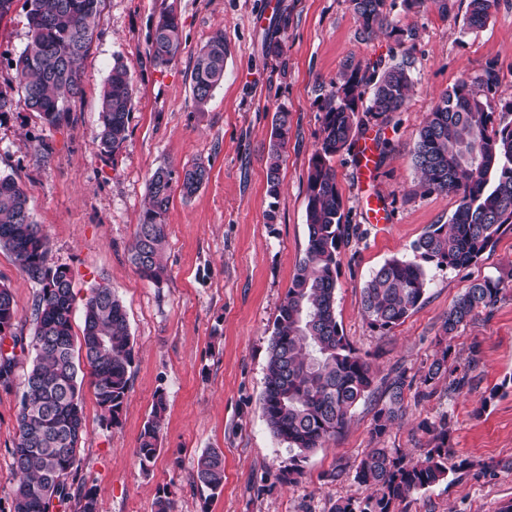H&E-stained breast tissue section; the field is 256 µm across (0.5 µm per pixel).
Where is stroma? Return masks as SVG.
<instances>
[{
	"mask_svg": "<svg viewBox=\"0 0 512 512\" xmlns=\"http://www.w3.org/2000/svg\"><path fill=\"white\" fill-rule=\"evenodd\" d=\"M103 0L84 62V96L77 119L57 127L24 107L0 116V175L28 193L35 223L47 235L55 264L69 267L74 292L84 297L109 284L122 302L134 344L127 408L116 427L101 419L91 387L82 390L87 433L77 480L96 494L100 512H153L159 491H169L174 512H329L333 502L364 499L352 475L369 449L398 448L415 456L428 436L423 422L448 416L451 461L474 462L469 472L416 490L393 512H501L512 504V469L483 475L478 465L512 460V289L490 311L462 326L448 343L450 364L468 377L463 388L436 381L431 396H406L404 417L374 438V416L384 405L371 393L354 408L347 427L326 447L301 459L297 481L281 471L294 455L267 427L259 399L268 348L279 308L307 243L309 158L320 138L319 96L347 64L388 58L390 31L364 39L350 0ZM392 28L404 30L412 89L403 111L368 123L369 140L387 142L372 182L360 183L353 153L333 166L353 233L340 253L336 319L351 346L366 356L376 383L404 369L416 374L439 350L449 308L471 284L486 277L512 282V230L498 236L477 263L451 269L428 263L429 285L419 308L387 331L371 328L361 309L372 273L394 258L413 259V243L433 224H445L459 201L424 192L413 163L422 122L439 96L486 66L512 93V0H498L487 24H463L468 0H455L449 17L407 9L387 0ZM173 7L183 26V46L165 66L148 57L159 13ZM223 31L228 48L224 82L205 107L191 92L197 51ZM279 41L283 57L267 53ZM23 12L0 22V85H19L11 62L26 47ZM131 71L133 102L128 137L110 155L93 144L99 93L115 59ZM288 111L291 132L282 153L281 191L267 194L266 156L273 115ZM49 142L51 155L36 146ZM201 162L209 180L192 197L174 193L163 252L161 285L142 278L131 247L147 197L151 172ZM379 201L385 224L365 211ZM275 212L267 221V212ZM16 309L14 330L32 336L36 290L0 251V283ZM167 411L160 450L148 468L136 455L138 439L157 395ZM17 391L0 389V512H8L17 477L13 446ZM224 456L218 494L195 479L198 457Z\"/></svg>",
	"mask_w": 512,
	"mask_h": 512,
	"instance_id": "1",
	"label": "stroma"
}]
</instances>
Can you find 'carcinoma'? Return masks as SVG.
Masks as SVG:
<instances>
[{
    "label": "carcinoma",
    "instance_id": "obj_1",
    "mask_svg": "<svg viewBox=\"0 0 512 512\" xmlns=\"http://www.w3.org/2000/svg\"><path fill=\"white\" fill-rule=\"evenodd\" d=\"M102 0H24L29 42L13 60L22 83L25 107L45 123L71 120L69 102L82 94L84 61L92 44ZM362 35L369 39L389 26L387 0H350ZM410 8H434L444 18L449 0H405ZM496 0H468L464 24L485 26ZM180 18L173 8L160 12L148 42L155 65L174 61L182 48ZM224 34L212 36L197 52L191 71L195 103L203 107L224 83ZM412 61L406 54L365 66L349 65L340 81L321 98L320 139L309 159L307 245L276 317L269 344L262 415L273 435L298 450L281 473L291 483L300 474L298 457L323 447L347 426L353 409L374 384L367 359L351 347L336 320V281L341 245L349 242L343 196L332 169L333 158L354 147V133L364 119L385 120L402 110L412 84ZM373 86L363 104L364 87ZM499 74L492 66L462 79L443 93L426 116L414 148V163L428 193L454 194L459 204L446 224H433L413 246L416 256L452 269L465 268L492 248L504 226L512 228V122L495 124V115L512 114V95L496 97ZM133 96L128 66L114 61L105 80L98 113L96 148L118 150L128 136ZM364 117H358V114ZM291 131L290 114L275 112L267 153V193L281 187L280 158ZM201 162L179 170L157 167L149 178L148 204L137 225L132 262L144 279L159 285L165 276L160 255L167 238L166 215L173 188L193 196L208 181ZM0 249L37 288L35 329L26 338L13 332L16 311L10 289L0 284V388L21 392L16 435L11 449L19 474L9 512H52L76 501L77 512H98L95 492L75 485L78 454L85 434L81 400L84 359L90 386L109 427L120 424L134 360L126 312L112 288L95 285L83 299V327L75 337V301L69 268L52 262L50 244L33 221L30 198L11 176H0ZM429 281L414 261L391 259L370 276L362 291V313L370 327L390 330L420 306ZM505 289L501 278L472 284L448 310L442 329L449 335L495 305ZM450 347L441 350L421 375L399 371L384 381L385 407L378 411L373 436L380 438L403 416L405 393L429 396L426 388L455 370L448 366ZM29 363L17 369L23 358ZM166 410L157 395L141 432L137 456L141 467L153 462ZM426 448L408 458L396 448H372L360 460L353 480L372 489L362 501L338 499L329 512H392L410 492L433 485L473 463L448 465L450 424L444 416L426 423ZM196 480L217 492L224 486V458L216 450L200 455Z\"/></svg>",
    "mask_w": 512,
    "mask_h": 512
}]
</instances>
